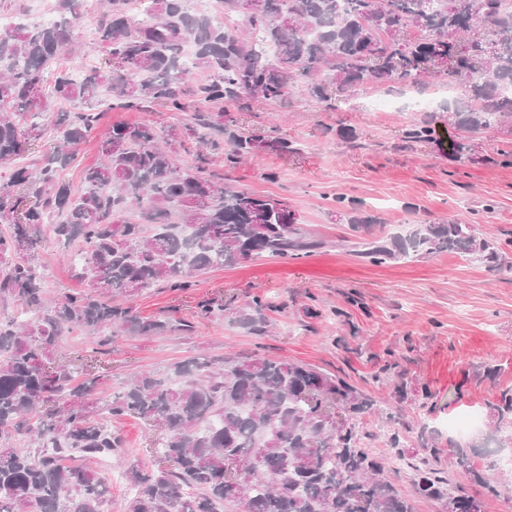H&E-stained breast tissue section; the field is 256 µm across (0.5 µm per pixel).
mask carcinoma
I'll list each match as a JSON object with an SVG mask.
<instances>
[{
	"label": "carcinoma",
	"instance_id": "carcinoma-1",
	"mask_svg": "<svg viewBox=\"0 0 512 512\" xmlns=\"http://www.w3.org/2000/svg\"><path fill=\"white\" fill-rule=\"evenodd\" d=\"M129 2L107 0L109 20L98 32L104 66L78 78L55 61L72 45L80 0H61L53 25L22 23L0 32V222L10 225L0 234V294L39 312L27 322L0 321V437L24 430L36 443L0 447V512H102L107 479L69 460L125 454L108 426V419L125 417L164 425L157 448L173 466L147 472L126 458L122 476L133 491L126 512H413L357 426L374 403L345 380L303 364L257 355L189 358L166 379L137 376L94 414L86 396L97 378L74 384L70 372L43 362L64 330L172 331L170 321L142 317L111 296L154 286L184 291L215 268L260 257L299 259L320 243L302 233L286 201L224 186L203 158L194 168L176 165V154L189 150L188 128L171 126L161 137L146 122L113 124L101 144L104 160L83 171L85 191L76 199L57 171L98 124L95 101L104 90L122 109L160 101L197 112L224 99H280L297 77L310 79L309 94L327 109L369 86H420L428 76L466 84L467 97L446 105L448 122L460 131L448 160L474 162L488 132L512 144V0H262L260 11L248 15L246 38L189 11L187 0H150L145 19L128 15ZM285 13L296 24L282 21ZM371 13L376 26L367 22ZM187 40L195 46L194 67L207 73L190 91L181 64ZM454 42L470 51L448 72L440 61ZM51 97L80 99L86 108L61 113L50 128L36 118ZM232 125L224 124L226 167L258 151L289 149L283 140L240 136ZM50 132L41 188L24 207L21 191L31 174L17 160ZM431 134L426 121L405 130L411 142ZM55 216L52 232L65 246L77 245L74 267L91 288L46 307L36 229ZM447 251L506 266L500 244L454 219L417 224L388 243L369 238L357 255L385 263ZM266 308L257 299L237 321L262 326ZM226 310L210 299L198 303L196 314L209 320ZM57 397L66 402L53 412L56 420L31 424L37 408ZM490 414L497 428L512 426V386L499 391ZM386 436L390 453L414 472L415 492L442 501L445 512H469L462 482L497 491L494 464L484 473L447 476L433 465L441 449L407 460L395 429Z\"/></svg>",
	"mask_w": 512,
	"mask_h": 512
}]
</instances>
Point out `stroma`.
Returning <instances> with one entry per match:
<instances>
[{"label": "stroma", "instance_id": "1", "mask_svg": "<svg viewBox=\"0 0 512 512\" xmlns=\"http://www.w3.org/2000/svg\"><path fill=\"white\" fill-rule=\"evenodd\" d=\"M106 20L101 0H84L74 33L77 55H62L58 64L72 73L100 67L104 55L98 31ZM428 81L400 95L397 112H375L371 95L360 92L327 110L310 97L303 80L292 81L285 96L257 99L248 108L233 101L206 108L202 118L173 112L161 103L147 110L110 108L101 103L97 128L75 149L58 172L73 194L84 189L82 173L99 162L100 141L113 123L151 122L156 131L193 125L197 136L221 138L226 117L239 132L267 139H287V153L265 150L236 168L224 166L222 155H210L207 170L239 190L285 199L321 248L300 259L263 258L214 269L183 292L149 288L126 298L143 317H165L177 330L158 336L120 335L112 345L97 348L84 333H64L45 361L67 367L82 380L91 364L98 378L88 400L100 402L121 390L143 371L162 374L187 357L217 358L227 353L260 355L303 363L339 376L373 400L374 412L364 414L366 444L384 455L388 445L379 433L384 414H391L403 450L422 445L441 449L438 468L454 475L462 468L487 469L493 461L512 456V430L494 432L488 405L500 388L512 386V272L445 252L405 261L375 264L353 252L350 227L338 213L336 197L364 217L384 224L386 233H406L414 224L455 219L472 225L480 238H492L512 259V165L448 160V144L456 131L441 104L448 96H464ZM430 96L435 142L411 143L405 128L419 115L413 102ZM38 271L44 295L60 297L87 288L76 275L67 248L48 226L38 229ZM268 302L264 329L245 327L224 316L201 320L196 307L207 299L224 300L230 308H249L255 298ZM405 373L407 394L398 397L392 383L374 382L387 358ZM428 388L425 401L417 391ZM477 412L485 447L453 439L448 419ZM129 455L149 470L158 466L153 444L161 432L150 420L113 421ZM463 456L447 454L449 441Z\"/></svg>", "mask_w": 512, "mask_h": 512}]
</instances>
